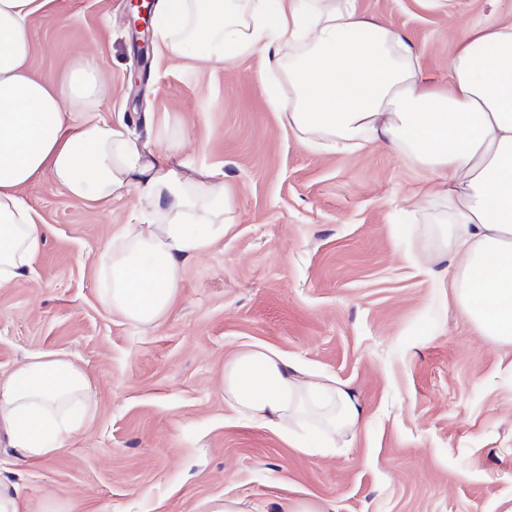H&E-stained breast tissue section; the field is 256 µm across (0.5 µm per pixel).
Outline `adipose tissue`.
<instances>
[{
    "instance_id": "1",
    "label": "adipose tissue",
    "mask_w": 512,
    "mask_h": 512,
    "mask_svg": "<svg viewBox=\"0 0 512 512\" xmlns=\"http://www.w3.org/2000/svg\"><path fill=\"white\" fill-rule=\"evenodd\" d=\"M50 2L0 0V285L24 275L45 240L21 188L47 177L82 200L134 192L138 224L114 232L100 256L101 300L148 327L169 312L183 261L223 238L233 188L217 171L177 170L175 145L149 150L102 116L90 56L73 58L52 83L29 72L27 20ZM155 27L168 52L212 66L269 50L268 68L285 71L292 91L271 106L318 148L375 140L422 163L447 201L432 232L436 252L456 259L455 301L484 336L512 345V21L470 32L444 91L425 84L401 33L351 0H158ZM220 385L239 421L275 429L305 454L335 452L363 421L349 385L312 376L268 345L242 344ZM94 404L79 366L31 353L0 380V438L21 460L47 459Z\"/></svg>"
}]
</instances>
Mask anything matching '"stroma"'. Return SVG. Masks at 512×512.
I'll list each match as a JSON object with an SVG mask.
<instances>
[{"instance_id":"stroma-1","label":"stroma","mask_w":512,"mask_h":512,"mask_svg":"<svg viewBox=\"0 0 512 512\" xmlns=\"http://www.w3.org/2000/svg\"><path fill=\"white\" fill-rule=\"evenodd\" d=\"M403 33L434 88L469 30L512 0H354ZM129 0H54L32 15L30 71L55 81L78 53L107 80L104 112L150 148L222 171L232 224L187 259L157 325L102 304L98 258L136 221V194L78 200L50 179L22 197L46 226L31 270L0 286V378L40 350L64 354L97 399L68 447L36 464L0 444V478L25 512H203L208 498L274 512L286 497L334 512H512V346L483 336L443 287L429 234L442 211L426 170L384 144L309 147L274 110L288 95L263 50L213 67L136 38ZM139 83H132V75ZM272 346L349 384L364 421L330 456L238 421L219 376L242 343Z\"/></svg>"}]
</instances>
